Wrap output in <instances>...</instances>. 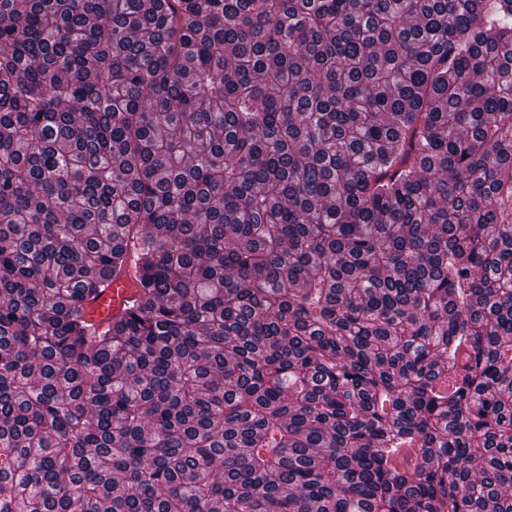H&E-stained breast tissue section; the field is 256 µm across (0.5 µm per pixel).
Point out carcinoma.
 I'll return each instance as SVG.
<instances>
[{"label": "carcinoma", "instance_id": "obj_1", "mask_svg": "<svg viewBox=\"0 0 512 512\" xmlns=\"http://www.w3.org/2000/svg\"><path fill=\"white\" fill-rule=\"evenodd\" d=\"M0 512H512V0H0ZM105 283L108 286L96 300H87V317L99 329L111 324L139 295L134 271L129 265L106 279Z\"/></svg>", "mask_w": 512, "mask_h": 512}]
</instances>
